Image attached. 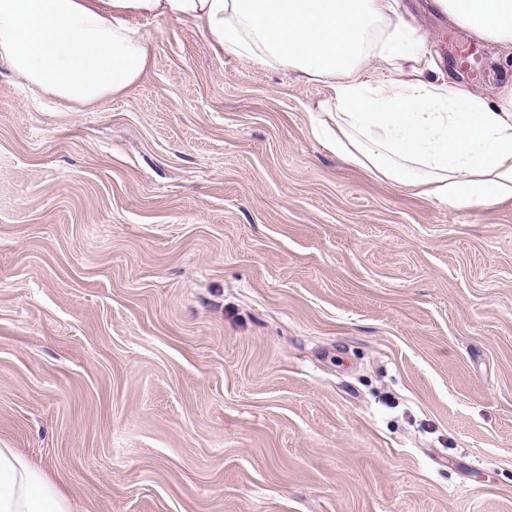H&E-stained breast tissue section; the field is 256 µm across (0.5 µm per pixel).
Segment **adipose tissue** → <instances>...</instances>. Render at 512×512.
<instances>
[{
	"mask_svg": "<svg viewBox=\"0 0 512 512\" xmlns=\"http://www.w3.org/2000/svg\"><path fill=\"white\" fill-rule=\"evenodd\" d=\"M469 33L512 50V0H435ZM397 0H0V64L30 90L89 105L150 64L142 33L190 22L216 53L329 86L312 133L345 161L452 209L512 198V85L494 100L446 81ZM389 71L378 79L376 69ZM0 512H72L59 483L0 448Z\"/></svg>",
	"mask_w": 512,
	"mask_h": 512,
	"instance_id": "1",
	"label": "adipose tissue"
}]
</instances>
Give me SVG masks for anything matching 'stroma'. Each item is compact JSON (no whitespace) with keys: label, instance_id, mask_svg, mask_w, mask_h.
Returning a JSON list of instances; mask_svg holds the SVG:
<instances>
[{"label":"stroma","instance_id":"stroma-1","mask_svg":"<svg viewBox=\"0 0 512 512\" xmlns=\"http://www.w3.org/2000/svg\"><path fill=\"white\" fill-rule=\"evenodd\" d=\"M399 4L453 75L478 38ZM143 33L96 104L0 65V447L74 512H512V199L376 178L323 83Z\"/></svg>","mask_w":512,"mask_h":512}]
</instances>
